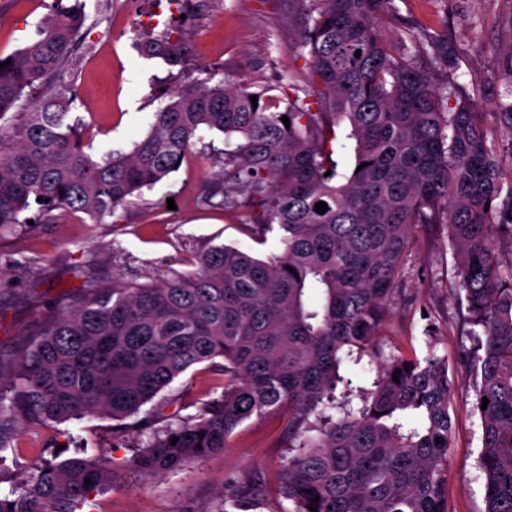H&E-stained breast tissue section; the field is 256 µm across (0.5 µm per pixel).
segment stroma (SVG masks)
Returning a JSON list of instances; mask_svg holds the SVG:
<instances>
[{
  "mask_svg": "<svg viewBox=\"0 0 512 512\" xmlns=\"http://www.w3.org/2000/svg\"><path fill=\"white\" fill-rule=\"evenodd\" d=\"M86 38L64 80L75 98L70 119L99 159L131 151L145 135L169 91L209 76L232 75L259 88L280 74L300 71L298 31L288 18V0H192L196 17L180 32L189 47L185 71L141 55L138 43L149 31L162 32L177 11L168 0H82ZM53 0H0V56L32 37ZM396 15L384 17L386 33L411 29L444 35L458 53L455 72L437 75L454 96L468 95L481 115L489 144L512 169V128L499 119L512 104V0H398ZM224 136L203 133L180 168L135 205L93 222L82 213L56 211L53 221L0 236V349L19 344L32 325L81 299L90 288L119 279L157 284L192 269L203 248L228 244L267 256L275 237L259 238L236 211L202 203L218 169ZM175 209H168V201ZM456 259L443 225H418L396 285L395 304L381 329V359L448 361L454 381L452 430L448 441V512H484V476L478 467L481 426L472 406L471 381L461 364L474 348L466 301L455 292ZM224 375L202 363L174 380L141 416L146 430L117 431L108 417L62 424L27 425L7 455L26 463L56 461L82 445L88 454L108 450L116 485L96 494L92 512H219L225 484L257 477L259 512H281L280 465L287 453V410L250 419L231 434L224 451L150 479L128 461L154 431L196 417L222 392Z\"/></svg>",
  "mask_w": 512,
  "mask_h": 512,
  "instance_id": "1",
  "label": "stroma"
}]
</instances>
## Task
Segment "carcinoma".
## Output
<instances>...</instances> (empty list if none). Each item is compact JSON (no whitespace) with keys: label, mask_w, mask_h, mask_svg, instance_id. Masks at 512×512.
I'll return each instance as SVG.
<instances>
[{"label":"carcinoma","mask_w":512,"mask_h":512,"mask_svg":"<svg viewBox=\"0 0 512 512\" xmlns=\"http://www.w3.org/2000/svg\"><path fill=\"white\" fill-rule=\"evenodd\" d=\"M290 2L303 74L284 73L259 91L228 75L189 84L130 152L102 161L68 122L64 75L86 20L79 3L55 0L36 37L0 57L9 62L0 68V120L21 113L20 123L0 124V144L8 143L0 235L27 224L33 203L41 221L56 210L95 222L113 214L175 172L205 131L224 134L225 145L209 196L236 210L244 195L255 232H278L264 259L214 245L194 270L162 283H102L40 320L28 344L0 350V453L29 423L135 416L189 368L220 358L219 398L154 434L131 460L137 473L173 472L222 451L243 422L286 405L278 494L293 510L282 512H448L447 362L432 352L422 361L394 356L370 387L336 395L345 360L380 350L413 229L443 224L458 259L455 290L483 350L472 367L485 512H512V262L505 269L500 259L501 243L512 244V173H503L472 105L449 104L447 87L434 83L433 72L457 64L447 38L385 34L380 23L395 0ZM173 33L146 34L142 55L184 65ZM343 136L353 165L340 176ZM320 201L323 214L314 210ZM312 290L319 299L310 305ZM113 479L104 454L0 468L10 487L0 512H83ZM261 493L256 482H234L224 501L249 512Z\"/></svg>","instance_id":"carcinoma-1"}]
</instances>
